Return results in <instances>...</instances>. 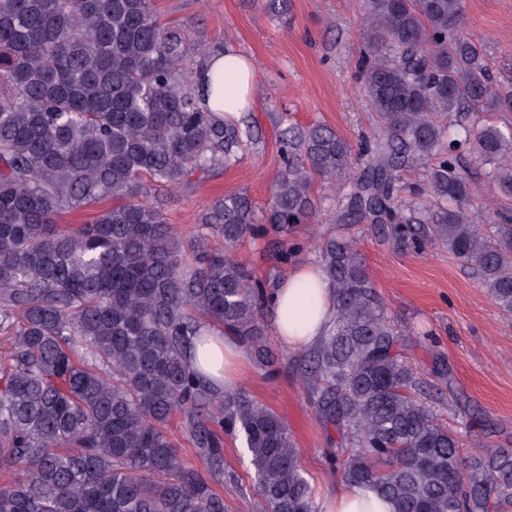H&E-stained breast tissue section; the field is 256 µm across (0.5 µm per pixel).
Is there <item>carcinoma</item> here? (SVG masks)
Wrapping results in <instances>:
<instances>
[{
  "label": "carcinoma",
  "instance_id": "carcinoma-1",
  "mask_svg": "<svg viewBox=\"0 0 512 512\" xmlns=\"http://www.w3.org/2000/svg\"><path fill=\"white\" fill-rule=\"evenodd\" d=\"M464 0H366L360 62L381 131L368 163L333 130L290 125L266 223L241 193L215 199L201 229L218 248L184 242L167 199L239 160L251 139L201 103L195 73L212 50L158 23L153 0H0V310L17 314L0 359V512H227L224 435L242 439L266 512H315L288 425L242 389L221 391L190 362L206 323L269 366L268 290L234 254L244 239L281 237L314 219L316 177L343 179L336 223L378 226L403 251L427 243L473 266L512 315V219L490 229L464 208L456 167L468 145L512 196V128H474L450 112L490 111L483 45L458 33ZM422 167L404 205L399 173ZM112 199L92 223L58 218ZM318 270L334 318L300 374L344 482L373 484L395 512H512V451L464 453L407 361L409 334L390 319L354 241L324 238ZM180 418L203 468L171 431Z\"/></svg>",
  "mask_w": 512,
  "mask_h": 512
}]
</instances>
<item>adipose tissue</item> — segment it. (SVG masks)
Returning a JSON list of instances; mask_svg holds the SVG:
<instances>
[{
	"label": "adipose tissue",
	"instance_id": "adipose-tissue-1",
	"mask_svg": "<svg viewBox=\"0 0 512 512\" xmlns=\"http://www.w3.org/2000/svg\"><path fill=\"white\" fill-rule=\"evenodd\" d=\"M205 94V105L220 117L237 120L249 112L254 98L252 65L232 50L216 53L210 68L197 79ZM273 329L282 343L292 351L313 347L325 335L335 305L333 294L319 271L310 265L289 270L279 288L272 292ZM244 359L237 342L215 328H208L203 344L192 360L220 388L234 382V371ZM316 512H394L392 502L369 484L348 486L336 483L315 502Z\"/></svg>",
	"mask_w": 512,
	"mask_h": 512
}]
</instances>
